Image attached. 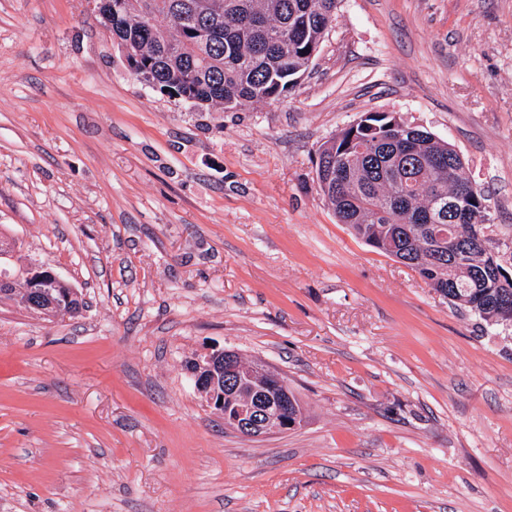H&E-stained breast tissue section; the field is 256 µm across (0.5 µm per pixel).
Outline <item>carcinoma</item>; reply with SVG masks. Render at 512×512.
<instances>
[{
  "label": "carcinoma",
  "mask_w": 512,
  "mask_h": 512,
  "mask_svg": "<svg viewBox=\"0 0 512 512\" xmlns=\"http://www.w3.org/2000/svg\"><path fill=\"white\" fill-rule=\"evenodd\" d=\"M100 23L154 90L206 109L274 101L306 72L340 0H108ZM341 181L318 185L339 223L411 267L435 291L489 325L512 319V276L485 236L488 196L464 172L451 144L394 115L368 113L321 148ZM467 214L470 242L448 252V200ZM44 293L78 316L82 297L65 281Z\"/></svg>",
  "instance_id": "carcinoma-1"
}]
</instances>
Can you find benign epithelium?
<instances>
[{
	"instance_id": "7a95c632",
	"label": "benign epithelium",
	"mask_w": 512,
	"mask_h": 512,
	"mask_svg": "<svg viewBox=\"0 0 512 512\" xmlns=\"http://www.w3.org/2000/svg\"><path fill=\"white\" fill-rule=\"evenodd\" d=\"M60 276L47 266L31 264L24 277L0 270V295L21 293L30 297L47 279ZM196 387L224 416V425L237 433L262 438L297 426L288 413L291 387L288 378L266 363H249L236 352L215 350L196 361Z\"/></svg>"
}]
</instances>
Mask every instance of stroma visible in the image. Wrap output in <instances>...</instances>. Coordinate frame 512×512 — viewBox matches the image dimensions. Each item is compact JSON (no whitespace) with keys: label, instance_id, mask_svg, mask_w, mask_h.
<instances>
[{"label":"stroma","instance_id":"stroma-1","mask_svg":"<svg viewBox=\"0 0 512 512\" xmlns=\"http://www.w3.org/2000/svg\"><path fill=\"white\" fill-rule=\"evenodd\" d=\"M369 112L447 141L512 241V0H340L279 100L141 82L94 0H0V234L81 293L0 303V512H512V327L338 223L320 146ZM281 372L241 436L186 368Z\"/></svg>","mask_w":512,"mask_h":512}]
</instances>
